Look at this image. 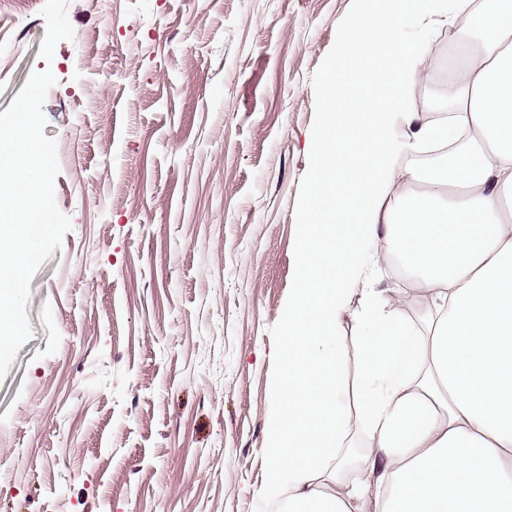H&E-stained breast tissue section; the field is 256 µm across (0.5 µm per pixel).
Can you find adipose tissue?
<instances>
[{"instance_id":"1","label":"adipose tissue","mask_w":512,"mask_h":512,"mask_svg":"<svg viewBox=\"0 0 512 512\" xmlns=\"http://www.w3.org/2000/svg\"><path fill=\"white\" fill-rule=\"evenodd\" d=\"M472 0H444L439 15L463 54L449 84L454 105L445 122L422 121L406 99L428 54L418 42L395 72L397 99L384 102L379 164L363 168L369 192L357 224L342 244L347 258L323 289L314 319L304 310L309 290L288 303L295 329L288 363L310 359L330 368L325 417L299 429L306 394L288 384V405L271 419L274 444L262 495L283 512H512V90L492 80L512 69V0H481L489 18H507L488 38L472 24ZM452 147L453 176L441 182L405 151L432 141ZM446 209L476 236L464 253L430 247L424 217ZM415 270L425 293V334L408 330L385 279L390 255ZM365 286L359 322L365 331L355 391H348L346 337L337 335L349 310L350 288ZM366 446H351L353 426ZM301 434L282 446L283 431Z\"/></svg>"}]
</instances>
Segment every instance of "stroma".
I'll return each instance as SVG.
<instances>
[{
    "label": "stroma",
    "instance_id": "stroma-1",
    "mask_svg": "<svg viewBox=\"0 0 512 512\" xmlns=\"http://www.w3.org/2000/svg\"><path fill=\"white\" fill-rule=\"evenodd\" d=\"M0 0V112L31 72L71 219L0 378V512H260L312 77L351 0ZM441 25L411 109H440Z\"/></svg>",
    "mask_w": 512,
    "mask_h": 512
}]
</instances>
